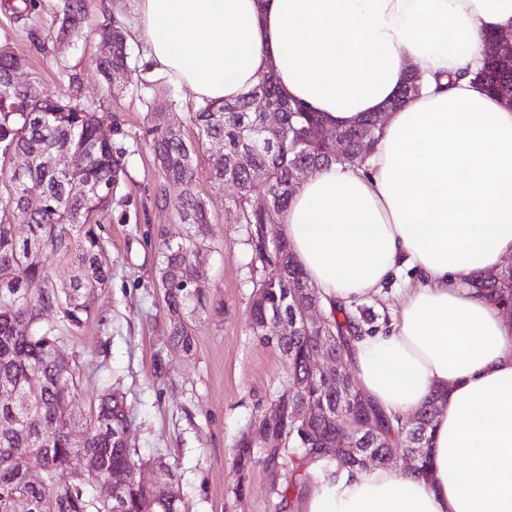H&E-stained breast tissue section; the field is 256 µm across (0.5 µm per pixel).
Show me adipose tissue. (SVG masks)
<instances>
[{
    "mask_svg": "<svg viewBox=\"0 0 512 512\" xmlns=\"http://www.w3.org/2000/svg\"><path fill=\"white\" fill-rule=\"evenodd\" d=\"M136 26L149 72L199 99L271 72L330 125L385 114L364 166L309 177L279 230L328 306L413 272L351 370L391 417L440 396L430 465L344 471L302 512H512V304L467 283L512 256V105L471 78L512 0H138ZM412 67L423 90L385 112Z\"/></svg>",
    "mask_w": 512,
    "mask_h": 512,
    "instance_id": "adipose-tissue-1",
    "label": "adipose tissue"
}]
</instances>
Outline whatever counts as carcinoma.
Masks as SVG:
<instances>
[{"label": "carcinoma", "mask_w": 512, "mask_h": 512, "mask_svg": "<svg viewBox=\"0 0 512 512\" xmlns=\"http://www.w3.org/2000/svg\"><path fill=\"white\" fill-rule=\"evenodd\" d=\"M90 0H63V13L57 38L79 34L89 18ZM102 38L112 41L110 54L98 59L107 85L115 72L130 69L125 36L120 27L105 28ZM16 55L0 52V385L17 390L18 401L0 403V512H10L11 499L20 497L31 505L28 512H181V498L161 496L140 483L137 469L146 461L127 440L131 421L122 396L114 389L101 396L93 425L80 441L70 436L76 394L65 384L73 376L61 357L60 338L64 332L80 330L89 319L93 299L106 287L109 255L98 233L99 215L112 207L114 191L124 175L121 152L102 138V118L96 110L71 100L45 96L34 86L19 90L13 84ZM485 90L512 102V71L498 68L495 59L485 61L475 73ZM422 76L409 72L395 98L385 108L396 110L419 94ZM278 111L276 132L260 129L257 99ZM380 113L366 117L361 124L333 127L337 138L354 142L352 150L338 153L334 143L319 137L325 126L323 116L299 102L283 97L275 77L266 74L258 85L235 100L204 101L193 113L198 139L217 147L210 156L212 181L237 189L232 203L241 223L250 229L251 263L273 269L254 284L250 305L253 334L288 365L287 385H299L301 399L325 405L338 414L337 421L293 419L280 398L273 399L255 417L258 425L273 421L287 435V443L259 448L240 437L234 449L238 475L235 491L246 489L245 478L255 466L275 471L284 482L273 488L279 509L302 501L317 485L336 481L345 468L371 467L363 461L368 443L353 439L352 432L370 426L375 447L388 455L415 453L413 465L420 470L428 463V448L438 398L434 397L413 416L409 425L391 420L371 401L360 403V389L349 380L350 394L339 396L326 386L331 374L312 370L308 357L323 338L344 353L354 342L371 333L374 315L360 305H333L321 308L317 329L300 336L272 339L265 335L264 322L287 300L288 308H299L303 299L295 297L299 285L312 286L299 267L288 240L270 226L263 206L254 196V183L245 171L230 165L241 150L251 153L256 167L269 178L267 191L280 211L293 198L288 182L310 166L325 168L362 166L381 128ZM151 148L166 186L179 191L176 206L183 224H206L209 213L203 198L194 193L193 149L181 130L154 113L149 129ZM83 155V167L62 172L48 168L44 158L57 153ZM35 191L41 206L29 209L26 192ZM21 212L27 217L28 233L16 237L9 215ZM198 242L164 243L158 269L169 311L177 317L171 336L178 346L189 350L192 329L184 320L204 305V281L194 257ZM67 257L75 268L69 283L57 285L44 263L47 253ZM43 288L35 295L30 285ZM472 286L500 299L512 301V269L494 276L476 275ZM51 311L55 318L47 320ZM35 452L43 457L45 483L33 485L25 480L16 457ZM82 467L72 468L73 458ZM102 481L121 484V508L97 496Z\"/></svg>", "instance_id": "1"}]
</instances>
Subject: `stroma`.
<instances>
[{
	"label": "stroma",
	"mask_w": 512,
	"mask_h": 512,
	"mask_svg": "<svg viewBox=\"0 0 512 512\" xmlns=\"http://www.w3.org/2000/svg\"><path fill=\"white\" fill-rule=\"evenodd\" d=\"M62 0H38L28 20L0 6V47L50 96H77L104 115V128L124 153L125 173L111 210L101 219L110 278L95 297L85 326L66 337L61 355L74 371L78 397L70 431L82 438L103 389L123 394L131 420L128 440L147 458L146 480L173 482L182 512H277L271 476L253 468L235 494L233 447L253 418L282 390L283 359L253 336L248 322L255 270L248 228L231 204L232 185L215 188L210 149L190 120L198 107L186 88L166 91L164 77L142 65L137 0H91L80 37L57 39ZM124 27L132 74L107 88L96 67L101 27ZM166 113L194 152L193 188L206 202L207 224L182 223L174 200H163L162 179L149 146L150 115ZM195 238L207 281V305L189 316L193 346L171 339L173 318L158 280L162 241Z\"/></svg>",
	"instance_id": "stroma-1"
}]
</instances>
